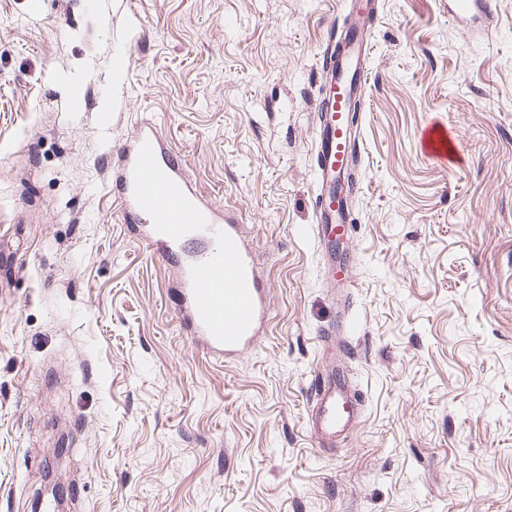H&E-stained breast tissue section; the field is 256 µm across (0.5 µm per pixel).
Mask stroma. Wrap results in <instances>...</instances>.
I'll list each match as a JSON object with an SVG mask.
<instances>
[{
	"label": "stroma",
	"mask_w": 512,
	"mask_h": 512,
	"mask_svg": "<svg viewBox=\"0 0 512 512\" xmlns=\"http://www.w3.org/2000/svg\"><path fill=\"white\" fill-rule=\"evenodd\" d=\"M31 2L0 0V512H33L52 458L66 512H512V0L476 24L375 0L344 285L313 165L347 0ZM432 120L455 169L420 149ZM146 123L268 288L232 359L192 344L178 266L109 190ZM340 368L362 405L322 448L309 388Z\"/></svg>",
	"instance_id": "obj_1"
}]
</instances>
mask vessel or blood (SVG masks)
Segmentation results:
<instances>
[{
  "label": "vessel or blood",
  "instance_id": "obj_1",
  "mask_svg": "<svg viewBox=\"0 0 512 512\" xmlns=\"http://www.w3.org/2000/svg\"><path fill=\"white\" fill-rule=\"evenodd\" d=\"M477 12L491 14L492 0H450L451 19ZM361 48L357 40L348 52L339 53L331 36L321 49L326 107L318 115L313 229L321 242L335 230L349 227L347 219L337 218L332 200L337 176L351 166L356 153L346 111L353 95L351 77L363 70ZM420 144L436 166H453L456 139L447 126L429 122L421 131ZM114 186L125 214L148 216L146 240L159 245L162 258L177 260L181 284L176 306L188 319L194 343L221 358L247 348L268 321L269 306L267 290L236 218L198 192L186 178L180 158L165 151L153 126L141 128L123 148ZM191 239L202 244L194 254L184 250ZM310 402L308 419L320 447H334L354 424L355 392L344 379L316 377Z\"/></svg>",
  "mask_w": 512,
  "mask_h": 512
}]
</instances>
